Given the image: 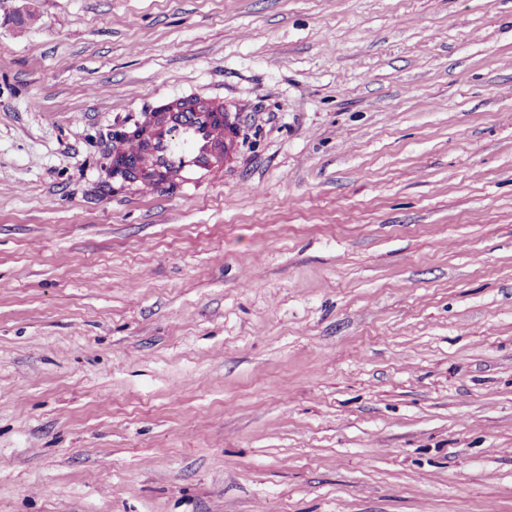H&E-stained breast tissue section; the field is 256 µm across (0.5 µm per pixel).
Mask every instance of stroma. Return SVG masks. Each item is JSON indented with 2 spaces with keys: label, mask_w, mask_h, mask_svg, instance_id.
Instances as JSON below:
<instances>
[{
  "label": "stroma",
  "mask_w": 512,
  "mask_h": 512,
  "mask_svg": "<svg viewBox=\"0 0 512 512\" xmlns=\"http://www.w3.org/2000/svg\"><path fill=\"white\" fill-rule=\"evenodd\" d=\"M0 512H512V0H0ZM231 114L224 112V99L218 95H172L144 112L139 135L110 143L108 163H126L138 172L139 198H155L169 188L189 195L224 170L232 142L224 120L237 134Z\"/></svg>",
  "instance_id": "obj_1"
}]
</instances>
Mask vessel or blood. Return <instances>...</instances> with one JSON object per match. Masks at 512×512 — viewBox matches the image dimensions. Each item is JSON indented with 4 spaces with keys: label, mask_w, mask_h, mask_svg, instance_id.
Returning <instances> with one entry per match:
<instances>
[{
    "label": "vessel or blood",
    "mask_w": 512,
    "mask_h": 512,
    "mask_svg": "<svg viewBox=\"0 0 512 512\" xmlns=\"http://www.w3.org/2000/svg\"><path fill=\"white\" fill-rule=\"evenodd\" d=\"M136 136L110 143L109 165H131L136 193L147 199L169 188L181 194L211 182L224 169L232 139L224 125L222 97L175 94L144 112Z\"/></svg>",
    "instance_id": "vessel-or-blood-1"
}]
</instances>
